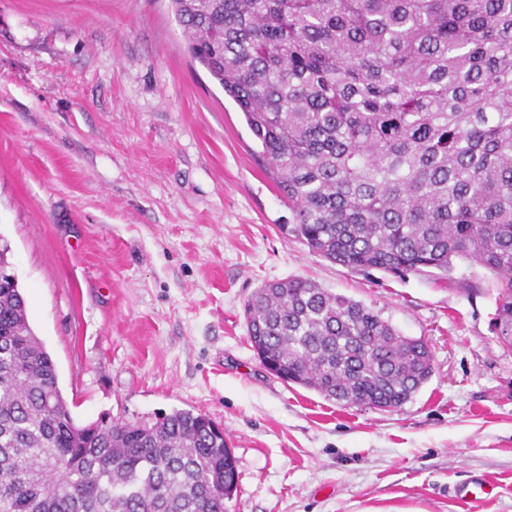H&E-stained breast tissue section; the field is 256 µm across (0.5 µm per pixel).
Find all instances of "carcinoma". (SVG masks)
Returning a JSON list of instances; mask_svg holds the SVG:
<instances>
[{
	"label": "carcinoma",
	"mask_w": 512,
	"mask_h": 512,
	"mask_svg": "<svg viewBox=\"0 0 512 512\" xmlns=\"http://www.w3.org/2000/svg\"><path fill=\"white\" fill-rule=\"evenodd\" d=\"M242 112L308 250L353 271L494 276L512 349V0H170ZM274 377L394 410L433 373L421 338L303 277L246 301ZM236 459L205 413L73 417L18 286H0V512H226Z\"/></svg>",
	"instance_id": "cac0c4a2"
}]
</instances>
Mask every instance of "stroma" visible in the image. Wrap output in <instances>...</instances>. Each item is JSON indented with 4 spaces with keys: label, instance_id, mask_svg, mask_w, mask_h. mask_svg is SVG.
<instances>
[{
    "label": "stroma",
    "instance_id": "stroma-1",
    "mask_svg": "<svg viewBox=\"0 0 512 512\" xmlns=\"http://www.w3.org/2000/svg\"><path fill=\"white\" fill-rule=\"evenodd\" d=\"M257 150L169 0H0V238L75 420L205 412L237 460L226 512H512L494 278L310 253ZM291 276L424 338L430 380L383 411L268 374L244 304ZM477 479L493 498L459 503Z\"/></svg>",
    "mask_w": 512,
    "mask_h": 512
}]
</instances>
